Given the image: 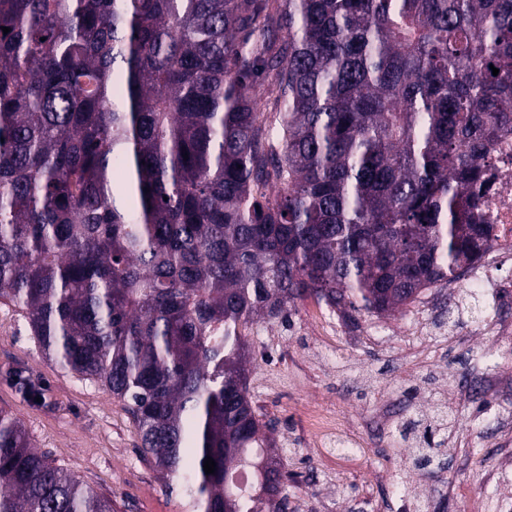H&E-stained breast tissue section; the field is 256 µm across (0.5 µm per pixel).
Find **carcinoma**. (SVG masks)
<instances>
[{
	"label": "carcinoma",
	"mask_w": 512,
	"mask_h": 512,
	"mask_svg": "<svg viewBox=\"0 0 512 512\" xmlns=\"http://www.w3.org/2000/svg\"><path fill=\"white\" fill-rule=\"evenodd\" d=\"M509 132L512 0H0V301L195 512H288L243 328L459 278ZM0 512L112 501L0 409Z\"/></svg>",
	"instance_id": "cac0c4a2"
}]
</instances>
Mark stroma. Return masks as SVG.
Returning a JSON list of instances; mask_svg holds the SVG:
<instances>
[{"mask_svg": "<svg viewBox=\"0 0 512 512\" xmlns=\"http://www.w3.org/2000/svg\"><path fill=\"white\" fill-rule=\"evenodd\" d=\"M467 286L435 288L434 314L420 301L395 314L347 321L329 307L298 302L287 321L245 328L255 408L293 479L288 512H397L398 496L428 512H512V443L495 424L512 414V335L475 329ZM35 383L39 398L27 392ZM453 408L440 464L415 469L403 424L433 415L430 393ZM359 436L351 452H310L307 410ZM0 409L25 427L35 448L112 501L114 512H192L165 487L141 452L124 402L95 381L48 359L23 310L0 303Z\"/></svg>", "mask_w": 512, "mask_h": 512, "instance_id": "obj_1", "label": "stroma"}]
</instances>
